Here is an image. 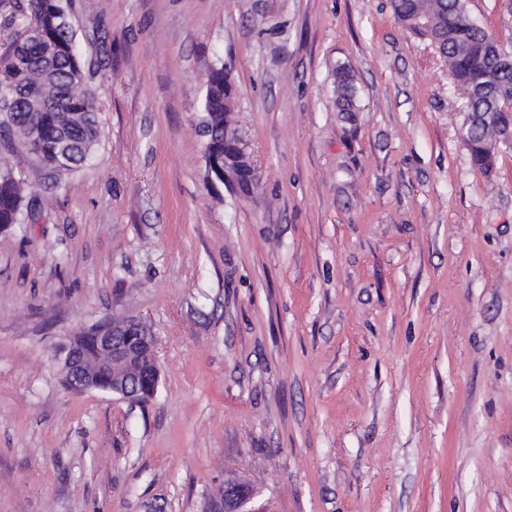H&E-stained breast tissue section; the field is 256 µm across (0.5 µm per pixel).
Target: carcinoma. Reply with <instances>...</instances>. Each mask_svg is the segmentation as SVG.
I'll return each instance as SVG.
<instances>
[{"label": "carcinoma", "mask_w": 512, "mask_h": 512, "mask_svg": "<svg viewBox=\"0 0 512 512\" xmlns=\"http://www.w3.org/2000/svg\"><path fill=\"white\" fill-rule=\"evenodd\" d=\"M390 6L399 22L428 38L448 59V76L468 93L466 146L472 161L481 169L492 168L498 129L479 116L509 108L504 95L512 91V69L501 68L491 33L472 20L463 0H390ZM67 7V0H0L4 24L26 14L32 21L31 33L0 53V140L18 139L42 164L64 174L83 165L100 137L97 98L86 81L90 65L77 53L75 30L61 24ZM352 97L350 71L339 65V111H352ZM235 105V88L224 80L220 61L207 76L203 104L208 163L224 153V114ZM31 216L11 162L0 157V230Z\"/></svg>", "instance_id": "obj_1"}]
</instances>
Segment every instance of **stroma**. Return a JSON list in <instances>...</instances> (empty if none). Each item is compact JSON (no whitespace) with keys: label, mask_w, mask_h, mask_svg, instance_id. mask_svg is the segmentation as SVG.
Wrapping results in <instances>:
<instances>
[{"label":"stroma","mask_w":512,"mask_h":512,"mask_svg":"<svg viewBox=\"0 0 512 512\" xmlns=\"http://www.w3.org/2000/svg\"><path fill=\"white\" fill-rule=\"evenodd\" d=\"M512 51V0H464ZM101 103L61 174L0 144V512H512V149L477 169L448 61L389 0H70ZM247 193L209 181L210 67ZM354 109L336 108L337 65ZM155 336L135 404L61 373L79 330ZM24 189L14 175L10 161L0 157V230L8 231L30 220L31 206L24 211ZM3 231V232H4ZM240 486L230 487L226 494L224 490L219 491L214 497H222L223 500L212 502L207 500L204 512H250L248 504L253 498L254 492L249 482L240 481Z\"/></svg>","instance_id":"stroma-1"}]
</instances>
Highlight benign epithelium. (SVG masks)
<instances>
[{
	"label": "benign epithelium",
	"instance_id": "obj_1",
	"mask_svg": "<svg viewBox=\"0 0 512 512\" xmlns=\"http://www.w3.org/2000/svg\"><path fill=\"white\" fill-rule=\"evenodd\" d=\"M224 146L233 148L237 160L246 162L239 172L246 173L249 184H255L254 170L248 163V158L240 146L238 136L232 127L224 131ZM232 158L224 155L214 158V165L219 170L223 180L228 183L238 182V172L230 166ZM95 346L103 362L115 370L111 374L100 369V364H92L84 353L81 341L71 338L66 346V355L62 362L64 379L80 391L98 390L117 394L124 399L134 402L143 401V391L139 384L121 374V369L130 365L146 364L158 373L155 356V338L144 325L134 317L123 318L122 323L112 327L107 333L95 337ZM254 492L248 482L229 488L224 499L216 502L207 501L204 512H250L247 509Z\"/></svg>",
	"mask_w": 512,
	"mask_h": 512
}]
</instances>
